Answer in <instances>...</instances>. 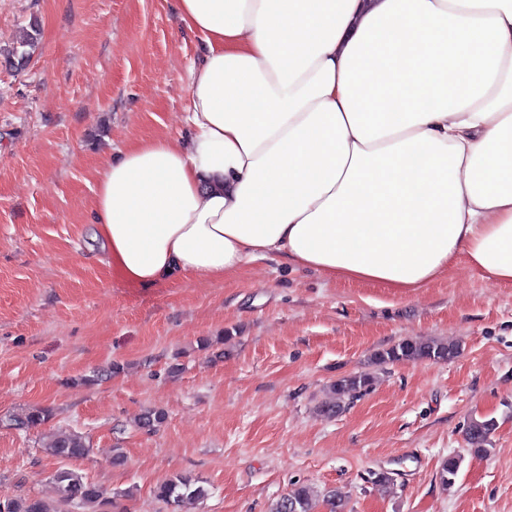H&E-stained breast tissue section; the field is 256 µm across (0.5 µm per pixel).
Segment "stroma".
I'll list each match as a JSON object with an SVG mask.
<instances>
[{
    "mask_svg": "<svg viewBox=\"0 0 512 512\" xmlns=\"http://www.w3.org/2000/svg\"><path fill=\"white\" fill-rule=\"evenodd\" d=\"M32 23L23 67L0 54V419L51 418L0 423V496L53 497L60 462L43 436L60 428L91 447L69 468L121 512H166L153 490L176 472L209 490L188 512H270L296 482L337 491L345 512H512V285L461 259L400 296L268 257L227 282L122 286L87 245L97 173L128 143L182 138L198 39L177 0H0V51ZM406 338L461 352L376 365ZM356 373L373 375L367 394L320 415ZM149 408L166 414L151 433L135 426ZM482 417L497 428L478 457L464 429ZM451 455L462 464L445 490ZM383 471L391 487L373 484ZM50 418L49 411L44 408L30 407L8 416L10 426L20 430L37 428L45 424Z\"/></svg>",
    "mask_w": 512,
    "mask_h": 512,
    "instance_id": "obj_1",
    "label": "stroma"
}]
</instances>
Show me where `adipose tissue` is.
<instances>
[{
  "instance_id": "obj_1",
  "label": "adipose tissue",
  "mask_w": 512,
  "mask_h": 512,
  "mask_svg": "<svg viewBox=\"0 0 512 512\" xmlns=\"http://www.w3.org/2000/svg\"><path fill=\"white\" fill-rule=\"evenodd\" d=\"M187 134L100 169L93 239L133 288L254 260L401 295L458 256L512 285V0H178Z\"/></svg>"
}]
</instances>
